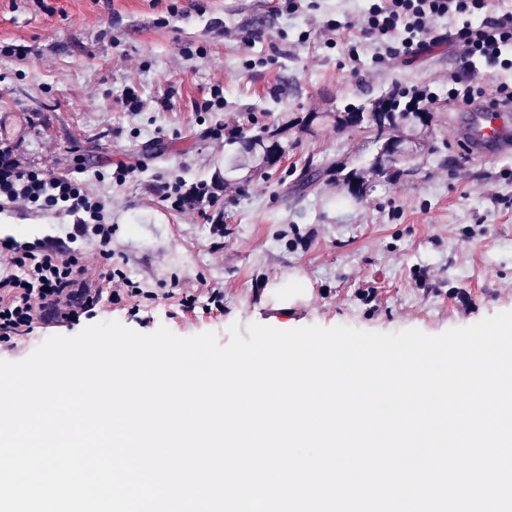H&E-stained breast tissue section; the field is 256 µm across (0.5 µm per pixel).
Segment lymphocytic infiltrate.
I'll return each mask as SVG.
<instances>
[{
    "instance_id": "obj_1",
    "label": "lymphocytic infiltrate",
    "mask_w": 512,
    "mask_h": 512,
    "mask_svg": "<svg viewBox=\"0 0 512 512\" xmlns=\"http://www.w3.org/2000/svg\"><path fill=\"white\" fill-rule=\"evenodd\" d=\"M443 17L463 19L451 38L457 47L456 71L448 75V98L481 110L512 111V8L492 0H369L359 31L378 47L386 63L419 52ZM495 75L493 89L473 79L477 61ZM163 202L184 210L205 205L204 216L214 233L224 231V208L206 186L185 189L175 178L163 186ZM20 201L43 213L64 212L74 219L76 234L93 233L102 259L98 284L85 283L86 268L79 256L59 245L14 239L0 242V345L17 346L24 335L42 323L46 311L57 310L68 322L104 304L119 302L122 294L141 295L139 283L112 266V227L104 222L106 198L96 195L75 177H44L20 168L11 146L0 144V201Z\"/></svg>"
}]
</instances>
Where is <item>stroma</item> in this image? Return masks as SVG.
Here are the masks:
<instances>
[{
    "label": "stroma",
    "mask_w": 512,
    "mask_h": 512,
    "mask_svg": "<svg viewBox=\"0 0 512 512\" xmlns=\"http://www.w3.org/2000/svg\"><path fill=\"white\" fill-rule=\"evenodd\" d=\"M168 5L0 0V136L15 144L22 166L80 174L108 196L112 250L144 290L61 330L34 329L17 348L0 347V360H24L54 333L112 320L143 334L211 331L224 345L232 324L273 316L266 293L283 283L303 295L287 315L299 328L434 336L512 312V176L503 173L507 161L466 151V110L436 113L435 152H423L412 172L369 179L359 197L327 167L370 158L367 137L340 133L331 120L303 124L397 87L447 96L456 63L447 42L388 68L357 30L336 31V47L326 45V21L360 18L367 0H316V10L297 14L282 0H180L175 16ZM354 42L356 62L348 56ZM216 83L224 108L203 111ZM131 84L143 103L137 110L124 102ZM235 123L290 124L282 165L264 176L239 168L221 134ZM119 161L137 172L116 189L108 175ZM231 166L248 184L221 194L223 236L198 211L163 206L161 186L172 177L209 184ZM71 230L67 216L20 204L0 211V238L65 240L96 269L95 241H69ZM175 280L187 294L223 290V309L145 299Z\"/></svg>",
    "instance_id": "obj_1"
}]
</instances>
